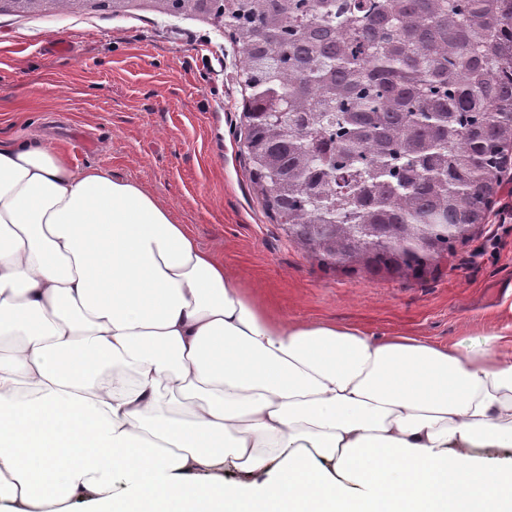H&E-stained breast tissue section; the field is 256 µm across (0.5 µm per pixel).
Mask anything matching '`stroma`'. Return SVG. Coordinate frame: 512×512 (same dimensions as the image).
<instances>
[{"label":"stroma","mask_w":512,"mask_h":512,"mask_svg":"<svg viewBox=\"0 0 512 512\" xmlns=\"http://www.w3.org/2000/svg\"><path fill=\"white\" fill-rule=\"evenodd\" d=\"M64 42L69 54L53 53ZM240 54L211 16L156 0L120 14L0 12V141L43 137L73 166L143 186L219 256L243 291L290 321L359 323L439 345L503 328L512 296V177L487 224L439 272L402 282L304 253L252 191L241 153Z\"/></svg>","instance_id":"stroma-1"}]
</instances>
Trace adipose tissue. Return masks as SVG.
Segmentation results:
<instances>
[{"mask_svg": "<svg viewBox=\"0 0 512 512\" xmlns=\"http://www.w3.org/2000/svg\"><path fill=\"white\" fill-rule=\"evenodd\" d=\"M485 448L512 327L274 317L141 185L0 143V512H512Z\"/></svg>", "mask_w": 512, "mask_h": 512, "instance_id": "1", "label": "adipose tissue"}]
</instances>
